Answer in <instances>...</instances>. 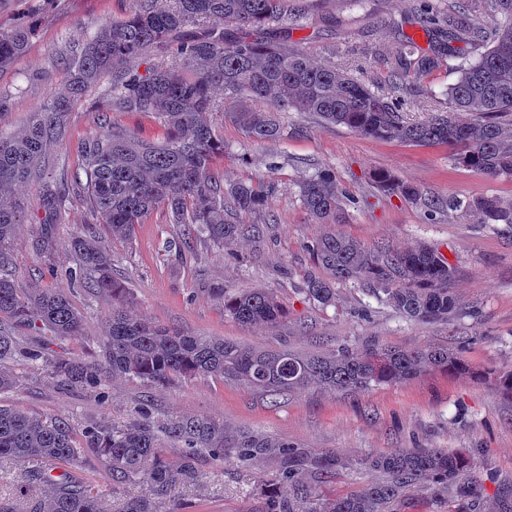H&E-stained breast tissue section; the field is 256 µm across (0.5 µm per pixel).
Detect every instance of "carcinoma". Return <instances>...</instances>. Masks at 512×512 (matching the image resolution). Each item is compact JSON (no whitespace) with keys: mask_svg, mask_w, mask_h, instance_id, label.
<instances>
[{"mask_svg":"<svg viewBox=\"0 0 512 512\" xmlns=\"http://www.w3.org/2000/svg\"><path fill=\"white\" fill-rule=\"evenodd\" d=\"M160 2L134 0L127 18L70 48L62 89L26 127L9 138L0 137V393L17 385L12 364L40 360L59 385L82 387L101 403L109 377L164 385L204 376L255 387L272 397L310 386L362 392L433 372L480 378L443 346L380 349L372 343L343 344L302 355L192 336L138 320L125 309L129 292L115 277L112 251L91 234L72 235L67 247L79 262L74 276L88 289L112 297V310L102 321L99 354L93 360L49 359V346L58 338L79 335L85 316L63 288H16L4 270L3 249L26 221L16 187L42 181L46 163L66 136L75 104L106 77L113 106L151 115L167 129L164 140L150 142L112 126L81 144L83 175H75L73 182L85 193L96 223L110 237L128 243L135 225L160 207L169 223L179 227L176 244L181 249L199 239L224 246L240 237L264 236L265 226L243 224L239 217L262 213L276 187L239 182L224 188V138L211 121L219 95L239 97L233 118L256 141L277 140L275 113L294 110L370 138L445 144L459 165L489 177H512V0H484L485 11L501 20L493 29L466 14L448 18L447 27L439 30L434 55L418 58L414 76L433 69L439 57L454 54L455 42L490 41L492 47L458 68L456 82L446 90L452 111L416 122L407 121L402 112L405 99L400 91L406 89L407 70L395 76L393 94L383 96L344 70L314 64L286 34L254 35L264 24L299 12L296 0ZM214 17L234 24L236 35L229 38L205 27ZM35 30L32 22L0 28V73L27 51ZM160 44L176 47L179 65L153 64L144 74L129 68L131 60ZM254 100L270 110L252 108ZM376 182L411 200L422 199L417 186L389 172L378 173ZM67 188L66 178L45 186L39 223L63 221ZM344 199L329 171H317L299 184L300 203L317 224L341 223ZM446 205L478 224H512V202L495 196L449 200ZM309 251L314 266L325 275L311 276L307 291L324 306L336 302L337 283L354 280L420 323H447L461 310L450 288L454 266L424 244L404 250L386 244L369 248L330 230ZM224 314L242 325L276 328L288 321L286 306L260 288L224 299ZM168 448L186 452L173 464ZM89 454L102 461L113 486H150V496L128 500L123 512H160L172 486L199 482L200 454L216 462L233 454L249 464L267 465L287 491L264 492L258 512H388L412 487L451 492L457 512H477L486 497L482 484L461 479L475 461L458 451L398 448L352 463L330 451L313 453L283 438L230 427L207 416H159L146 406L123 425L105 419L90 424L78 439L66 419H42L0 402V462L24 467L19 497L26 512H103L98 498L82 483L65 473L53 477L46 469L56 462L80 464ZM355 464L371 475L360 491L320 497L317 486L322 479ZM40 484L47 490L33 494Z\"/></svg>","mask_w":512,"mask_h":512,"instance_id":"1","label":"carcinoma"}]
</instances>
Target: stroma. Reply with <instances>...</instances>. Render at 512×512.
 Returning <instances> with one entry per match:
<instances>
[{
    "label": "stroma",
    "instance_id": "obj_1",
    "mask_svg": "<svg viewBox=\"0 0 512 512\" xmlns=\"http://www.w3.org/2000/svg\"><path fill=\"white\" fill-rule=\"evenodd\" d=\"M301 17L283 22L289 40L314 64L335 66L357 77L373 91L391 94L393 74L404 45L414 56L431 54L436 28L448 17L478 14L479 0H304ZM131 0H0V26L10 27L27 15L39 17V30L28 50L0 73V136L8 137L28 124L60 88L65 72L60 55L74 41H87L106 23L123 19ZM468 43L456 45L454 59L414 82L404 107L420 121L448 111L445 92L458 78V62L476 56ZM111 85L102 80L78 101L68 134L55 150L48 180L83 167L80 146L95 138L103 121L145 140L165 135L158 120L110 108ZM233 99L224 97L212 115L224 139V183L273 182L278 192L264 215H241L245 224L266 219L259 240L245 238L218 247L195 242L191 251L168 249L176 231L164 209L136 225L132 242L109 241L116 274L132 296L128 312L140 319L188 334L221 337L271 351L321 353L336 345L366 341L383 348L412 349L427 344L455 350L481 381L431 373L404 384L382 385L366 392L327 393L315 387L271 398L245 386L211 377L179 379L152 386L116 378L106 386L108 399L97 403L87 391L63 388L39 366L16 365L20 382L0 402L44 418L69 419L75 431L106 419L120 425L138 407L177 415H205L232 427L270 433L314 452H336L358 459L396 448H440L472 455L477 476L486 488L482 512H496L503 492H512V397L495 386V375L512 369V226L474 224L459 212L432 213L422 205L376 183L379 171L418 186L425 197L441 200L495 195L512 200V180L494 179L456 164L448 146L382 141L327 124L302 112L281 113L282 136L274 142L247 138L229 117ZM322 169L336 175L339 188L354 196L345 210L340 232L373 247L388 244L404 249L417 244L435 248L457 269L452 283L465 310L446 323L420 324L404 318L385 302L367 294L356 282L336 286V302L325 307L309 300L306 281L314 266L308 248L327 232L313 223L298 200V184ZM27 221L9 248L6 266L18 288H66L85 315L81 336L58 340L57 354L93 358L101 336L100 320L112 308L110 297L72 282L75 263L69 251L46 257L35 247L43 226L41 187L19 188ZM57 240L71 233L102 234L82 190L71 188L63 223L53 225ZM248 288L273 292L288 309L285 325L245 326L224 314V295ZM67 471L98 494L104 512H121L125 502L148 494L144 483L113 487L108 472L94 457ZM199 484L176 485L162 512H256L269 471L225 457L202 460Z\"/></svg>",
    "mask_w": 512,
    "mask_h": 512
}]
</instances>
